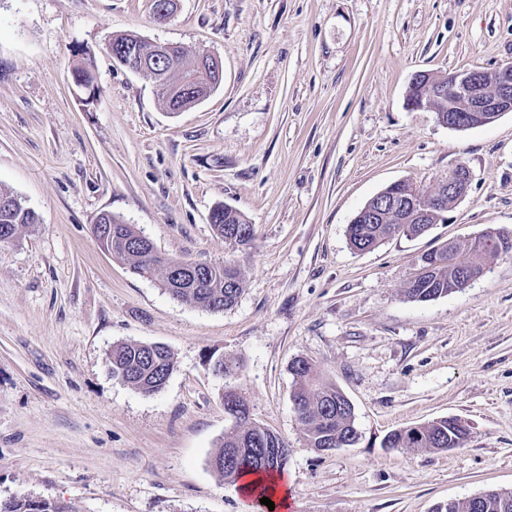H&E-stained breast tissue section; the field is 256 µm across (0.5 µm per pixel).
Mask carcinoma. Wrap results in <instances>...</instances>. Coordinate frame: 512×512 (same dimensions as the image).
<instances>
[{
    "label": "carcinoma",
    "mask_w": 512,
    "mask_h": 512,
    "mask_svg": "<svg viewBox=\"0 0 512 512\" xmlns=\"http://www.w3.org/2000/svg\"><path fill=\"white\" fill-rule=\"evenodd\" d=\"M108 49L117 54L137 50L138 64L156 83L162 101L170 111L192 107L222 81L223 72L197 68L196 55L179 45L173 46L172 53L165 56L153 43L136 35L119 34L109 42ZM74 81L88 93V97H95L98 87L91 61L75 69ZM210 221L229 245L250 242L248 238H234L241 228L247 226L239 211L219 205L212 210ZM35 223L37 216L32 209L25 207L13 193L0 189V243L15 239L22 229ZM106 223L115 225L120 231V239L105 244V248L143 277L160 274L164 288L173 298L211 311H223L234 306L240 297L244 279L238 266L226 262L222 265L206 264L201 269L194 262L183 260L181 264L186 269V277L202 273L208 278L209 287L180 288L168 277L165 262L151 259L155 247L134 225L112 214L108 215ZM355 228L356 233L348 237V245L355 252L376 249L395 230L394 224L388 220L377 224H357ZM453 251L467 263L482 267L491 257L512 256V249L477 250L470 242L454 246ZM457 285L456 271L441 263L434 265L423 278L410 282L404 294L412 301L427 302L454 292ZM110 364L114 378L145 394L161 391L174 367L171 352L161 344H120L112 349ZM212 368L224 374L227 396L224 408L235 419L233 431L225 436L222 449L212 459V466L232 483L239 481L246 471L272 474L284 470L286 463L278 460V451L288 450V443L254 421L245 400L233 392L232 380L240 369V362L221 357L214 360ZM291 371L296 380L294 410L310 447L317 451L340 447L355 428L354 413L344 394L315 363L306 358L294 360ZM467 438L468 429L458 428L442 418L394 430L384 438L383 447L446 450L462 447ZM11 503L10 512H71L66 506L48 499L36 502L23 496L12 499ZM434 512H512V492L490 491L479 498L455 502L442 510L436 508Z\"/></svg>",
    "instance_id": "obj_1"
}]
</instances>
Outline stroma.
<instances>
[{
  "label": "stroma",
  "instance_id": "35a3bbf8",
  "mask_svg": "<svg viewBox=\"0 0 512 512\" xmlns=\"http://www.w3.org/2000/svg\"><path fill=\"white\" fill-rule=\"evenodd\" d=\"M117 34L218 55L220 86L173 114L121 66ZM98 93L73 82L78 51ZM512 64V0H0V188L39 222L0 244V499L73 512H246L213 469L233 423L211 359L240 360L253 418L290 445L288 512H433L512 491V257L427 302L404 290L423 254L512 235V112L454 130L406 105L416 73ZM467 196L423 236L357 253L346 228L391 183L431 190L457 163ZM254 226L232 247L210 222ZM112 213L166 259L244 275L236 304L173 299L93 236ZM120 343L174 368L146 395L114 378ZM314 361L351 401L358 443L310 448L291 363ZM456 417L463 447H384ZM210 221L215 229L224 237V241L231 246L247 244L252 239V237L247 239L233 238V236L236 235L242 227L252 226V224H247L244 216L232 207L227 205H219L215 207L211 212ZM35 502L27 497H16L11 500L10 512H71L66 506L58 502L42 499Z\"/></svg>",
  "mask_w": 512,
  "mask_h": 512
}]
</instances>
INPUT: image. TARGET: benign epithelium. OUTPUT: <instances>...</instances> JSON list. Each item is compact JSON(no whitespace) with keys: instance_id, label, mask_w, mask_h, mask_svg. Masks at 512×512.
I'll return each instance as SVG.
<instances>
[{"instance_id":"obj_1","label":"benign epithelium","mask_w":512,"mask_h":512,"mask_svg":"<svg viewBox=\"0 0 512 512\" xmlns=\"http://www.w3.org/2000/svg\"><path fill=\"white\" fill-rule=\"evenodd\" d=\"M416 79L424 80L422 95L408 102L412 110L430 109L432 103L448 98V119L439 123L452 129L480 127L496 121L507 112H512V64L494 72L493 84L484 85L482 73L461 70L452 74L419 73ZM472 172L464 163H457L441 177L432 194L419 188L405 195L398 188L405 185L397 181L380 191L378 207L362 208L352 220L354 224H375L388 216L398 225L396 233L406 232L409 224H436L444 220L446 200L453 198L458 203L465 198L472 182Z\"/></svg>"}]
</instances>
